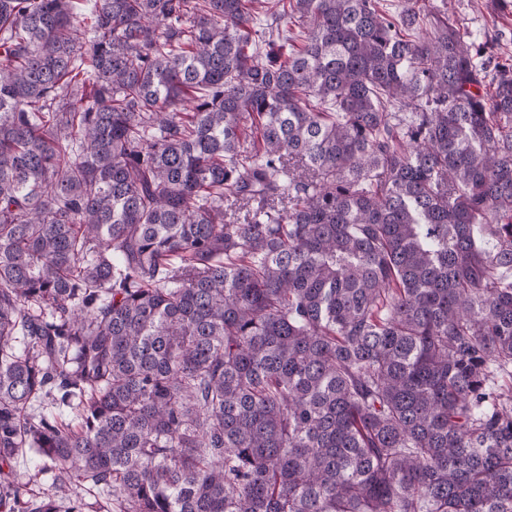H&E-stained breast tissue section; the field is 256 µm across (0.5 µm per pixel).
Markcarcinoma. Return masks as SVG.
Segmentation results:
<instances>
[{
  "mask_svg": "<svg viewBox=\"0 0 512 512\" xmlns=\"http://www.w3.org/2000/svg\"><path fill=\"white\" fill-rule=\"evenodd\" d=\"M263 3L0 0L3 512H512V55ZM43 462L37 456L33 450L29 448H23L19 453L14 462V471L16 475L22 479L23 482H27L29 479L37 480L38 485H42L50 482L48 475L38 474L39 469L42 467ZM35 475H37L35 477Z\"/></svg>",
  "mask_w": 512,
  "mask_h": 512,
  "instance_id": "obj_1",
  "label": "carcinoma"
}]
</instances>
